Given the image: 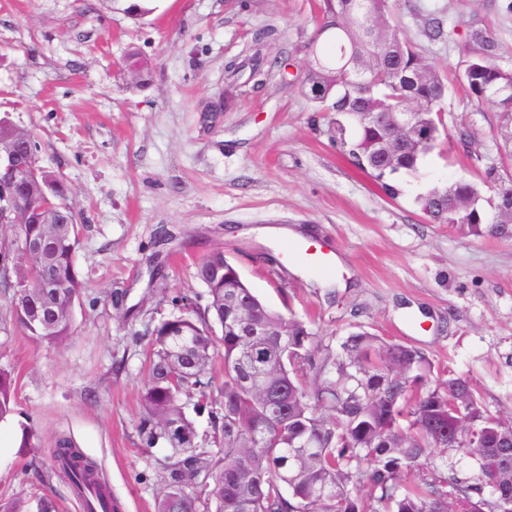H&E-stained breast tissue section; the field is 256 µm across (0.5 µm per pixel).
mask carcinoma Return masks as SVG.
Wrapping results in <instances>:
<instances>
[{"label": "carcinoma", "instance_id": "obj_1", "mask_svg": "<svg viewBox=\"0 0 512 512\" xmlns=\"http://www.w3.org/2000/svg\"><path fill=\"white\" fill-rule=\"evenodd\" d=\"M381 27L404 46L399 60L393 44L378 38ZM272 28L256 33L252 54L225 65L233 87L263 88L271 71L261 64ZM430 42L448 37L442 17L432 13L423 27ZM310 55L306 85L317 112L336 113V145L358 168L373 174L386 194L395 197L397 179L418 171L446 133L442 75L420 45L404 38L397 0H322L321 22L307 43ZM499 44L485 27L470 34L468 57L456 82L471 98L496 108L493 131L512 160V112L498 107L506 90L512 95V71L498 64ZM250 70L244 82L239 76ZM334 72L329 83L324 75ZM404 104L418 112L419 148L380 156L391 112ZM376 112L374 122L362 113ZM59 218L77 223L67 202L68 188L54 186ZM433 224H451L464 233L512 241V172L487 165L478 179L435 187L417 197ZM15 238L26 243L48 232L35 212L10 217ZM75 239L63 232L52 241L48 266L53 277L69 285L59 301L79 298L84 282L76 268ZM224 255H207L197 266L209 303L194 317L183 304L180 314L148 330L150 379L141 402L139 433L146 446L163 439L172 454L159 479L156 512H512V432L492 413L468 379L448 367L438 377L420 348L388 341L363 326L334 349L311 324L292 312L283 314L264 303L247 285H239ZM15 280L0 278V293L14 298L25 291L28 303L11 305L16 325L32 339L61 345L72 334L73 315L50 321L45 306L57 299L38 288L40 271L28 265L12 270ZM224 358L223 393L210 399L203 381L215 356ZM194 390L197 414H208L215 448L196 443L194 422L182 395ZM16 382L0 368V418L14 412ZM469 418L472 438H448V419ZM463 451L478 463V473L448 471L445 460ZM426 470L415 485L405 482L412 470ZM67 481L75 495L82 486L97 487L98 497L112 493L96 465L60 437L52 450L47 480ZM0 512H54L47 499L30 509L22 500L0 503Z\"/></svg>", "mask_w": 512, "mask_h": 512}]
</instances>
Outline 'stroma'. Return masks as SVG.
Returning <instances> with one entry per match:
<instances>
[{"instance_id": "obj_1", "label": "stroma", "mask_w": 512, "mask_h": 512, "mask_svg": "<svg viewBox=\"0 0 512 512\" xmlns=\"http://www.w3.org/2000/svg\"><path fill=\"white\" fill-rule=\"evenodd\" d=\"M399 5L417 43L427 14L445 17L447 43L426 51L446 77L466 59L475 22L512 71V0ZM319 20L317 0H157L142 17L116 0H0V118L28 130L39 166L67 184L85 282L62 346L16 329L0 296V367L17 385L16 409L0 421L1 500L44 497L57 512H81L66 483L37 474L64 435L97 464L120 512H155L170 447H145L138 432L146 332L178 299L206 306L196 268L209 251L270 307L313 318L324 342L360 324L416 345L512 419V242L429 223L414 202L473 179L470 152L499 162L496 114L450 91L449 139L388 196L337 147L335 113L314 111L302 90ZM266 26L285 76L230 95L225 63ZM132 49L151 64L140 85L125 67ZM160 225L171 233L162 244ZM292 231L330 252L329 275L281 265Z\"/></svg>"}]
</instances>
